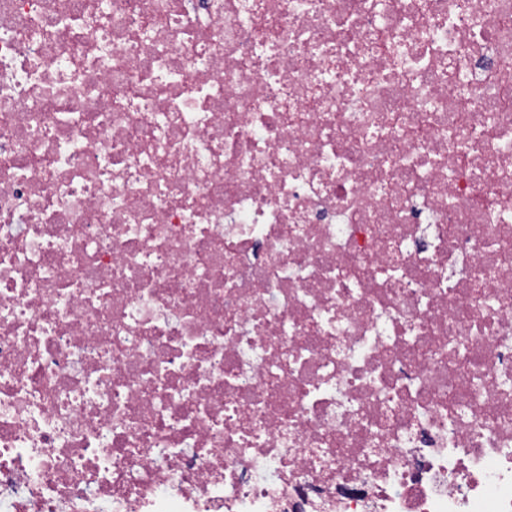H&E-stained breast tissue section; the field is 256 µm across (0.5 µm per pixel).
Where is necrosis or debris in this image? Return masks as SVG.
<instances>
[{
	"instance_id": "obj_1",
	"label": "necrosis or debris",
	"mask_w": 512,
	"mask_h": 512,
	"mask_svg": "<svg viewBox=\"0 0 512 512\" xmlns=\"http://www.w3.org/2000/svg\"><path fill=\"white\" fill-rule=\"evenodd\" d=\"M0 512H512V0H0Z\"/></svg>"
}]
</instances>
